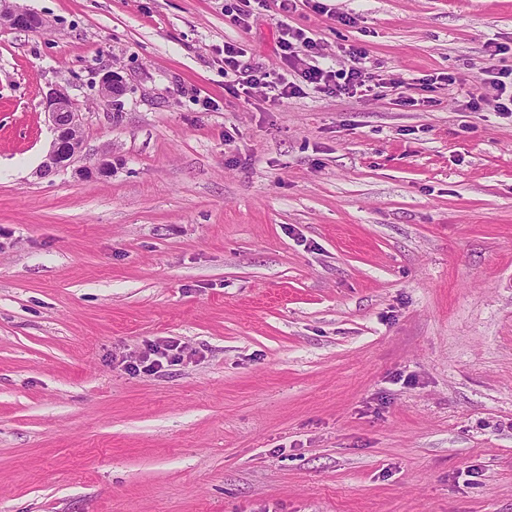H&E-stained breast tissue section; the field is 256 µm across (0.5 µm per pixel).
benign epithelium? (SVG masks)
I'll use <instances>...</instances> for the list:
<instances>
[{
	"instance_id": "benign-epithelium-1",
	"label": "benign epithelium",
	"mask_w": 512,
	"mask_h": 512,
	"mask_svg": "<svg viewBox=\"0 0 512 512\" xmlns=\"http://www.w3.org/2000/svg\"><path fill=\"white\" fill-rule=\"evenodd\" d=\"M4 7L0 8V19L6 20L17 29L44 30L47 21L37 13L10 3V0H0ZM126 82L118 72L106 71L100 81L101 98L110 101L126 93ZM45 109L51 118L56 137L45 163V170H66L72 166L79 156L81 145L77 144L74 136L82 125V113L78 111L72 100L62 91L53 89L46 95ZM112 171V157L103 156L98 161L82 169V175L93 177L107 175Z\"/></svg>"
}]
</instances>
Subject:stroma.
I'll return each mask as SVG.
<instances>
[{"label": "stroma", "mask_w": 512, "mask_h": 512, "mask_svg": "<svg viewBox=\"0 0 512 512\" xmlns=\"http://www.w3.org/2000/svg\"><path fill=\"white\" fill-rule=\"evenodd\" d=\"M17 2L49 26L0 25V512H512V0H303L384 88L272 110L224 46L282 70L274 0ZM53 88L110 175L40 174ZM246 56L245 51L236 45L226 44L224 46V76H237L243 69H248L242 58ZM482 75V83L495 92L496 111L512 115V69L489 65ZM505 79H509V81L507 82ZM126 82L118 72L106 71L100 81V95L103 100L112 101L126 93Z\"/></svg>", "instance_id": "1"}]
</instances>
